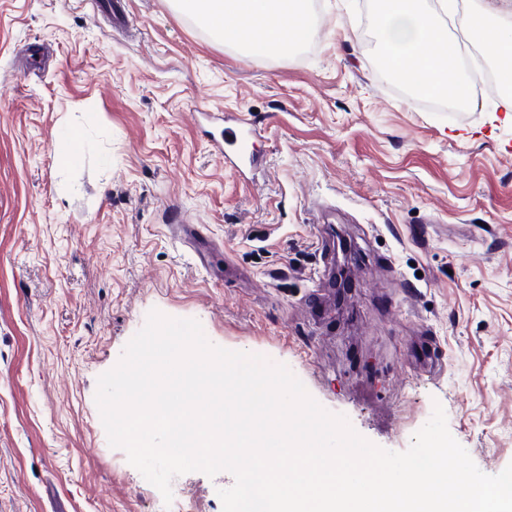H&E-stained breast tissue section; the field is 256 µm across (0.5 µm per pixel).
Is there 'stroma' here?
<instances>
[{
    "instance_id": "obj_1",
    "label": "stroma",
    "mask_w": 512,
    "mask_h": 512,
    "mask_svg": "<svg viewBox=\"0 0 512 512\" xmlns=\"http://www.w3.org/2000/svg\"><path fill=\"white\" fill-rule=\"evenodd\" d=\"M377 0H310L281 53L177 0H0V512H166L95 401L151 310L286 365L391 451L441 405L512 463V124L481 85L447 111L382 67ZM256 129L257 168L210 137ZM72 138L60 162L58 142ZM355 285L321 306L333 238ZM234 477H176L222 512Z\"/></svg>"
}]
</instances>
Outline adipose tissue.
<instances>
[{
	"mask_svg": "<svg viewBox=\"0 0 512 512\" xmlns=\"http://www.w3.org/2000/svg\"><path fill=\"white\" fill-rule=\"evenodd\" d=\"M182 7L212 28L225 43L258 52L280 51L306 40L311 19L299 0H180ZM376 29L383 64L397 81L413 80L426 92L462 86L458 66L442 64L434 49L448 35L423 0H379ZM467 37L493 59L503 61L498 77L512 88V12L482 8L467 19Z\"/></svg>",
	"mask_w": 512,
	"mask_h": 512,
	"instance_id": "adipose-tissue-1",
	"label": "adipose tissue"
}]
</instances>
